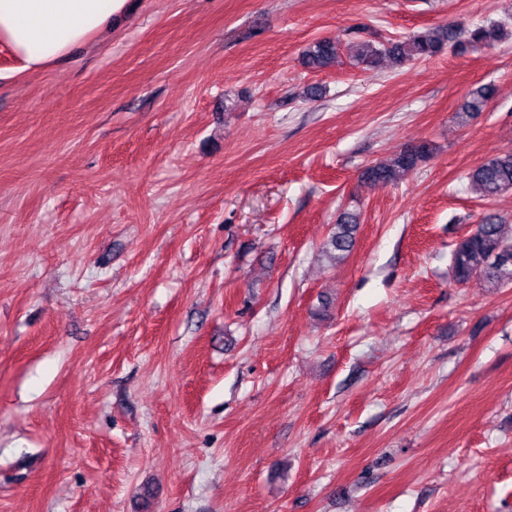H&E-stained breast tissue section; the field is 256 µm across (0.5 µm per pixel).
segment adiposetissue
<instances>
[{
  "instance_id": "obj_1",
  "label": "adipose tissue",
  "mask_w": 512,
  "mask_h": 512,
  "mask_svg": "<svg viewBox=\"0 0 512 512\" xmlns=\"http://www.w3.org/2000/svg\"><path fill=\"white\" fill-rule=\"evenodd\" d=\"M128 0H0V43L40 72L111 32Z\"/></svg>"
}]
</instances>
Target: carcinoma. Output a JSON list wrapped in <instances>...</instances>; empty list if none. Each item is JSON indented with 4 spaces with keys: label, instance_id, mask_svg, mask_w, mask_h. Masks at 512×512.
<instances>
[{
    "label": "carcinoma",
    "instance_id": "cac0c4a2",
    "mask_svg": "<svg viewBox=\"0 0 512 512\" xmlns=\"http://www.w3.org/2000/svg\"><path fill=\"white\" fill-rule=\"evenodd\" d=\"M506 35L508 27L500 22L470 26L450 22L387 43L375 42L359 34L353 45L354 58L372 67L385 61L399 66L406 61L432 59L447 51L464 54L474 46L491 47ZM338 57V44L323 38L308 46L304 61L313 70H323L335 65ZM493 96L494 87L490 85L476 88L457 112V118L462 122L470 119L482 111ZM434 151L435 146L428 141L410 144L390 160L367 167L362 178L374 184H396L427 162ZM467 179L487 199L512 191V151L491 156L469 172ZM358 224L357 213L339 215L322 246V252L329 260L341 262L351 254ZM451 268L455 281L461 284L474 277L493 290L512 284V236L503 233L499 215H485L470 233L453 245Z\"/></svg>",
    "mask_w": 512,
    "mask_h": 512
}]
</instances>
